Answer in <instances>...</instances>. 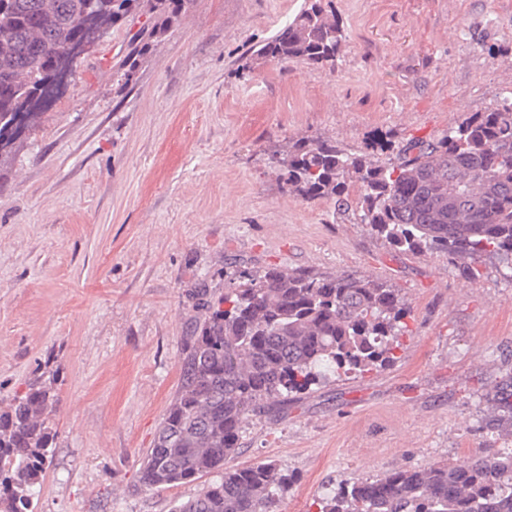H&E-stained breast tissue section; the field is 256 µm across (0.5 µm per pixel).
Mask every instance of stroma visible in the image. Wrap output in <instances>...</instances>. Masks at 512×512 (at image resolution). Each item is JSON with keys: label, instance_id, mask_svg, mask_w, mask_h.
Returning a JSON list of instances; mask_svg holds the SVG:
<instances>
[{"label": "stroma", "instance_id": "obj_1", "mask_svg": "<svg viewBox=\"0 0 512 512\" xmlns=\"http://www.w3.org/2000/svg\"><path fill=\"white\" fill-rule=\"evenodd\" d=\"M305 0H191L118 71L143 24L80 56L0 180V410L37 366L60 367L35 512H172L212 475L138 480L180 387L191 294L236 267L366 274L409 306L394 362L327 382L246 422L225 467L272 462L278 512L393 469L512 448L487 393L512 373V279L469 280L444 254L398 251L334 202L285 192L274 146L322 135L436 137L512 93V0H333L347 33L329 72L251 51Z\"/></svg>", "mask_w": 512, "mask_h": 512}]
</instances>
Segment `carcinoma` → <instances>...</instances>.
I'll list each match as a JSON object with an SVG mask.
<instances>
[{"label":"carcinoma","instance_id":"obj_1","mask_svg":"<svg viewBox=\"0 0 512 512\" xmlns=\"http://www.w3.org/2000/svg\"><path fill=\"white\" fill-rule=\"evenodd\" d=\"M191 0H0V160L37 125L24 108L43 94L64 47L87 26L108 29L146 16L122 64L127 85L139 60L188 10ZM346 35L331 4L304 8L260 47L259 59L301 60L333 68ZM282 188L304 200L356 204L361 220L393 248L445 253L476 279L484 259L512 270V96L471 112L427 140L363 142L354 152L322 137L299 138L270 154ZM357 188L350 198V187ZM204 321L181 344L180 388L140 469L147 488L216 475L178 512H275L291 481L273 463L226 469L251 415L330 376L357 374L394 360L410 308L401 290L368 275L314 269H243L214 300L192 294ZM44 367L0 411V512H34L55 434L47 415L58 403L60 370ZM493 426L512 429V377L487 395ZM319 512H512V450L459 463L396 469L340 487Z\"/></svg>","mask_w":512,"mask_h":512}]
</instances>
